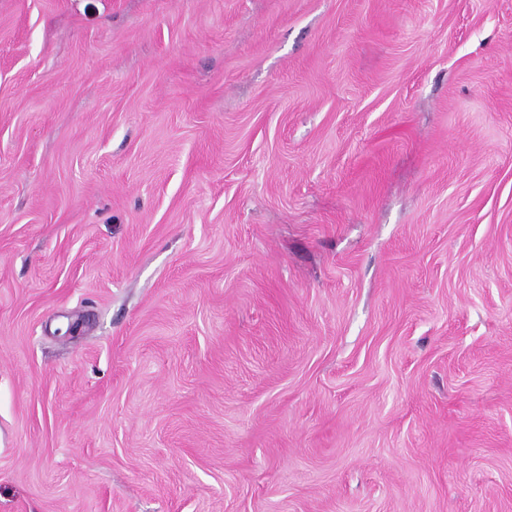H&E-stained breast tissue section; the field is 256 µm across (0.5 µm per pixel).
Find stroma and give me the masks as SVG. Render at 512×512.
I'll use <instances>...</instances> for the list:
<instances>
[{
    "label": "stroma",
    "instance_id": "obj_1",
    "mask_svg": "<svg viewBox=\"0 0 512 512\" xmlns=\"http://www.w3.org/2000/svg\"><path fill=\"white\" fill-rule=\"evenodd\" d=\"M0 512H512V0H0Z\"/></svg>",
    "mask_w": 512,
    "mask_h": 512
}]
</instances>
